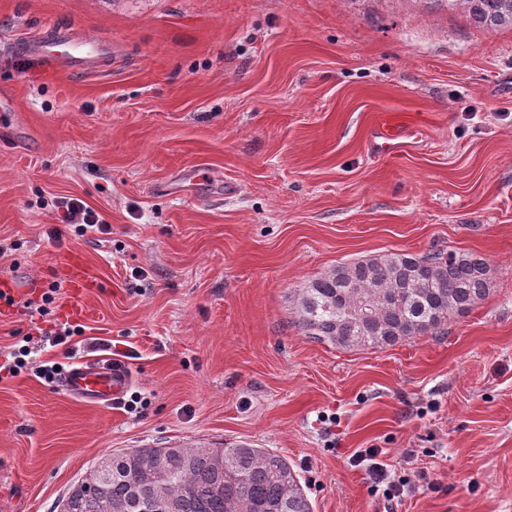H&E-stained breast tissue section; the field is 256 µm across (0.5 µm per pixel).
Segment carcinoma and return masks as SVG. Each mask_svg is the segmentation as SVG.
<instances>
[{"mask_svg":"<svg viewBox=\"0 0 512 512\" xmlns=\"http://www.w3.org/2000/svg\"><path fill=\"white\" fill-rule=\"evenodd\" d=\"M439 2L463 9L487 31L512 28V0ZM491 287L490 267L472 253L390 252L338 265L310 280L294 298L293 313L314 340L383 349L437 332L484 300ZM362 298L373 305L372 316L355 324L351 310ZM156 458L169 477L163 493L171 512H313L307 487L288 459L247 442L139 448L102 458L101 489L115 512H144L132 488H141L142 499L151 498ZM72 512H96V496L73 491Z\"/></svg>","mask_w":512,"mask_h":512,"instance_id":"obj_1","label":"carcinoma"}]
</instances>
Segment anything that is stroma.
<instances>
[{
	"mask_svg": "<svg viewBox=\"0 0 512 512\" xmlns=\"http://www.w3.org/2000/svg\"><path fill=\"white\" fill-rule=\"evenodd\" d=\"M51 27L111 65L49 69L23 44ZM2 92L30 133L0 138V512H55L116 452L241 441L286 456L313 512H383L362 448L438 484L393 512H512L511 28L432 0H0ZM385 111L422 125L395 159L369 148ZM76 198L106 239L65 228ZM439 249L494 280L441 332L341 349L296 325L336 265ZM56 283L55 320L85 309L57 346L29 314ZM48 360L122 362L144 405L80 401Z\"/></svg>",
	"mask_w": 512,
	"mask_h": 512,
	"instance_id": "obj_1",
	"label": "stroma"
}]
</instances>
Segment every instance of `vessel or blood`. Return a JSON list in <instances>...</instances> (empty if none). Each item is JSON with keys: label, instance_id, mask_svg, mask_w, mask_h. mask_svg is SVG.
<instances>
[{"label": "vessel or blood", "instance_id": "1", "mask_svg": "<svg viewBox=\"0 0 512 512\" xmlns=\"http://www.w3.org/2000/svg\"><path fill=\"white\" fill-rule=\"evenodd\" d=\"M28 50L44 59L50 68L71 73L104 66L112 59V49L108 44L73 34L33 42ZM16 108L15 97L8 93L0 96V137L10 139L19 134L21 124ZM417 130L418 125L412 120L387 113L378 115L372 147L381 155H397L402 138ZM128 382L129 377L121 365L110 361H92L68 371L62 386L85 402L108 406L115 404Z\"/></svg>", "mask_w": 512, "mask_h": 512}]
</instances>
